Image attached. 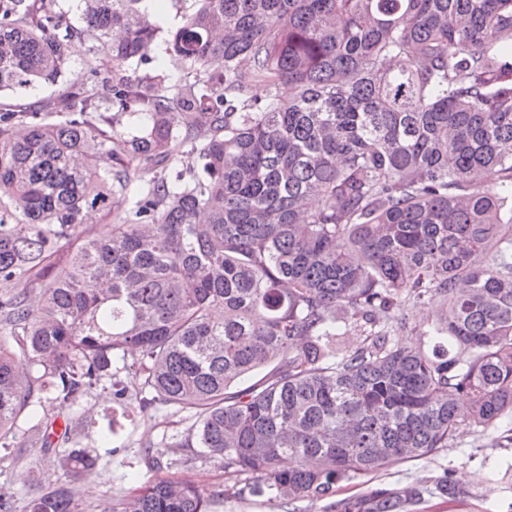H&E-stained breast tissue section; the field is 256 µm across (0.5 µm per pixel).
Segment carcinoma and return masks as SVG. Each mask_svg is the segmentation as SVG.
<instances>
[{
    "label": "carcinoma",
    "mask_w": 512,
    "mask_h": 512,
    "mask_svg": "<svg viewBox=\"0 0 512 512\" xmlns=\"http://www.w3.org/2000/svg\"><path fill=\"white\" fill-rule=\"evenodd\" d=\"M50 2L0 0V279L31 284L0 293V447L35 395L108 382L190 413L179 447L247 475L234 496L294 502L512 419V0H199L170 86L128 74L161 31L143 0H81L113 68L66 84ZM436 297L429 356L407 310ZM57 420L37 436L67 483L25 512H82L101 460ZM434 494L461 497L450 472L343 512ZM212 499L155 479L101 512Z\"/></svg>",
    "instance_id": "carcinoma-1"
}]
</instances>
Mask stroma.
<instances>
[{
  "instance_id": "stroma-1",
  "label": "stroma",
  "mask_w": 512,
  "mask_h": 512,
  "mask_svg": "<svg viewBox=\"0 0 512 512\" xmlns=\"http://www.w3.org/2000/svg\"><path fill=\"white\" fill-rule=\"evenodd\" d=\"M56 11L62 19V30H76L73 44L79 54L71 55L67 80H89L90 66L109 70L105 55L96 54L95 40L80 35L83 28L78 0H56ZM51 413L72 421L75 437L81 446H93L99 431L111 430L112 455L102 457L94 476L83 489L84 504L95 506L126 494L150 475L160 478L187 480L217 495L213 512H328L323 500L288 504L281 499L250 497L238 499L225 495L227 485L235 475L225 472L222 462L198 455L196 449L180 447L190 421L186 413L164 407L141 411L135 398L117 402L110 390L97 389L76 403L59 407L32 406L19 420L18 440L23 441L22 453L0 449V490L15 496L19 504L39 496L49 484L59 480L51 456L41 445L29 438L28 432L42 413ZM492 433L464 428L454 447L416 461L381 469L351 480L339 482L335 498L346 501L375 487H405L415 482L432 484L443 470H450L453 480L466 496L462 503L448 506L438 497L427 498L420 512H512V448L492 446ZM150 450L161 467L150 471L142 452Z\"/></svg>"
}]
</instances>
